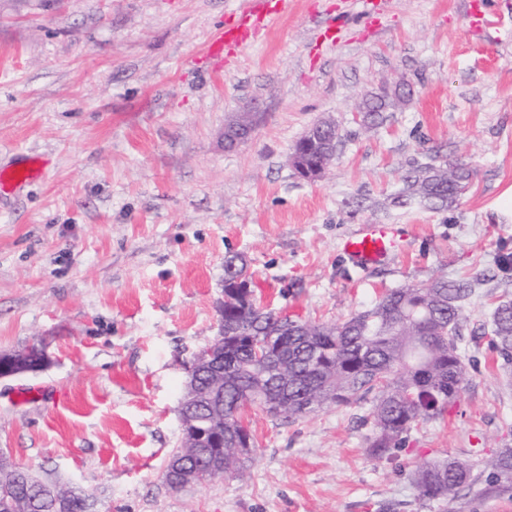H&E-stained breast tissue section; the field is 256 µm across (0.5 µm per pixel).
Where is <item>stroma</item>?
<instances>
[{"label": "stroma", "mask_w": 512, "mask_h": 512, "mask_svg": "<svg viewBox=\"0 0 512 512\" xmlns=\"http://www.w3.org/2000/svg\"><path fill=\"white\" fill-rule=\"evenodd\" d=\"M249 0H0V170L42 173L0 196V352L36 345L47 367L0 380V455L80 491L89 512H512L483 482L450 506L420 499L408 473L446 457L482 472L512 444V367L480 326L512 285L468 304L460 346L475 362L455 409L374 460L368 403L294 423L259 409L243 477L173 491L193 352L219 330L224 258L245 257L264 306L331 323L379 294L445 272L467 277L512 252V0H291L224 67L193 65ZM345 16L332 46L323 23ZM408 83V101L365 128L358 108ZM257 103L251 138L224 126ZM333 119L323 179L288 164ZM476 170L451 210L387 205L411 162ZM362 224L398 234L390 258L355 269L341 243Z\"/></svg>", "instance_id": "35a3bbf8"}]
</instances>
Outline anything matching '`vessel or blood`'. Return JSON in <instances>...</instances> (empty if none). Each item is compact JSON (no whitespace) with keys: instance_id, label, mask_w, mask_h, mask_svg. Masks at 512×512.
Instances as JSON below:
<instances>
[{"instance_id":"b4317fda","label":"vessel or blood","mask_w":512,"mask_h":512,"mask_svg":"<svg viewBox=\"0 0 512 512\" xmlns=\"http://www.w3.org/2000/svg\"><path fill=\"white\" fill-rule=\"evenodd\" d=\"M290 0H255L237 17L227 21L223 29L208 43L203 60L213 66H221L225 58L236 55L263 29L274 24L284 14ZM395 245L389 228L380 224H363L345 238L341 251L348 261L364 270L385 261Z\"/></svg>"}]
</instances>
